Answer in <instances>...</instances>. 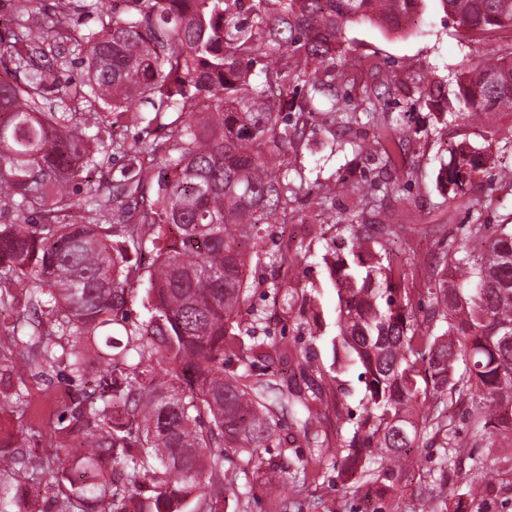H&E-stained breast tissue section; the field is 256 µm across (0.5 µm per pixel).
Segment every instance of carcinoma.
Here are the masks:
<instances>
[{
	"mask_svg": "<svg viewBox=\"0 0 512 512\" xmlns=\"http://www.w3.org/2000/svg\"><path fill=\"white\" fill-rule=\"evenodd\" d=\"M425 0H88L102 15L98 27L75 40L68 22H53V37L86 50V81L72 99L91 95L112 121L87 131L73 112H43L37 99L47 76L33 61L43 42L29 27L0 31V303L41 311L33 323L17 312L0 333L27 336L32 365L45 374L62 366L74 379L97 364L54 428V454H0V512H43L30 485L48 478L55 512H223L224 464L244 457L240 473L274 505L292 473L307 474L331 451L312 438L294 452L290 471L263 465L261 450L287 452L274 402L260 373L289 360L288 346L260 334L261 316L239 319L247 290V260L263 252V226L288 223L302 188L296 162L309 124L324 115L329 144L351 151L378 173L366 186L314 184L322 211L339 196L353 198L339 214L348 246L323 255L336 288V335L362 372L367 404L349 436L337 434L346 479L370 474L377 492L399 491L419 442L448 453L458 448L448 409L467 404L472 435L512 429V224L498 225L488 248L475 254L465 239H441L430 270L429 311L418 320L407 270L387 260L386 244L406 233L387 218L384 201L398 187L393 148L405 124L382 119L372 137L360 133V113L377 112L380 96L398 95L385 79L362 89L353 106H337L336 85L357 83L383 64L360 60L336 72L345 32L356 25L398 33ZM468 40L512 33V0H440ZM480 68L456 76L457 114L472 121L512 112V41L492 47ZM141 98L147 111L131 108ZM194 115L182 127L172 113ZM132 122L169 129L172 144L147 146L161 172L140 166L128 183L86 189L84 205L102 224L68 221L66 186L97 156L120 151L111 127ZM486 149L512 148V128L486 131ZM491 154L467 142L440 166L439 187L464 197L470 176L487 170ZM156 181V187L148 186ZM39 208L41 222L27 213ZM126 217L115 239V213ZM153 255L145 267L143 251ZM471 270L458 283L455 271ZM146 283L150 318L127 323V299ZM124 328L118 339L112 326ZM231 352L242 369L224 365ZM13 367L0 363V410L28 406L12 390ZM324 393L315 383L290 384L280 399L307 413ZM404 428L408 435H398ZM493 492L471 481L457 494L455 512H468Z\"/></svg>",
	"mask_w": 512,
	"mask_h": 512,
	"instance_id": "carcinoma-1",
	"label": "carcinoma"
}]
</instances>
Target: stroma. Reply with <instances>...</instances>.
Wrapping results in <instances>:
<instances>
[{
	"label": "stroma",
	"mask_w": 512,
	"mask_h": 512,
	"mask_svg": "<svg viewBox=\"0 0 512 512\" xmlns=\"http://www.w3.org/2000/svg\"><path fill=\"white\" fill-rule=\"evenodd\" d=\"M85 2L33 0L28 10L20 14L19 21L25 26L46 30L57 13L63 12L73 29L83 33L98 25L95 15L85 12ZM346 45L347 62L361 57L381 60L388 76L400 86L398 97L379 102L378 109L388 119L403 118L411 128L408 141L400 150L408 159L406 169L399 172L405 188L391 196L387 205L391 221L411 228L412 233L390 245L388 257L394 264L406 266L414 278L415 288L422 289L427 283L428 269L439 252L438 236L431 231L433 225H442L449 236L460 238L468 224L477 219L490 225L512 221V185L493 180L488 174L477 175L465 197L453 199L442 193L436 175L441 163L447 161L450 149L464 140L474 147L484 148L483 130L461 117L452 122L439 119V112L450 111V101H443L438 107L426 104L424 87L418 81L419 76L425 74L441 82L447 81L449 73L482 62L485 46L459 35L439 0H426L417 24L396 34L365 25L353 27L346 32ZM40 61L52 71L48 90L41 100L43 108L58 112L72 108L81 125L107 120L108 110L97 102L73 103L67 96L69 86L80 82L86 74V53L81 47L71 42L60 45L45 40ZM117 137L125 143V152L111 155L92 173V180L112 185L133 176L140 165L149 161L144 146L167 140L168 132L133 125L119 129ZM306 139L308 148L297 165L307 181L339 176L353 181L370 173V166L352 152H330L326 146L330 135L322 121L310 126ZM292 208L295 220L268 225L266 249L269 254L280 243L287 242L306 251V261L296 270L293 283L296 290L311 293L322 328L315 334L298 330L295 315L284 309L280 296L271 289L272 283L282 279L283 271L268 254L261 261L248 264V289L242 309L257 311L271 338L287 343L294 361L322 380L326 400L316 405L319 419L310 427H303L304 415L299 409L285 404H278L276 408L282 434L294 437L301 446L308 432L336 439L335 422L328 417L329 406L339 401L354 415H361L364 386L358 380L357 367L336 371L330 368L333 361L330 339L334 334L337 297L321 256L338 241L340 233L332 217L321 213L314 190L307 188L300 192ZM26 385L32 408L24 417L8 409L0 411V437L13 436L23 452L46 454L50 451L52 427L68 410L71 396L82 390L83 383L69 381L64 372L58 370L46 380L27 379ZM452 415L458 437L465 444L463 455L446 456L436 448L411 449L415 465L402 477V491L396 497L381 498L371 493L368 485L358 486L344 480L338 475V466L328 460L316 481L288 484L282 512H326L332 502L337 504L338 512H418L420 494L428 486L421 477L422 472L436 473L443 468L448 471L447 483L436 482L429 486L438 501L454 503L459 487L479 476L494 479L496 490L484 502L476 504V512H512V476L507 473L512 467V439L498 433L483 443H474L464 405H455Z\"/></svg>",
	"instance_id": "35a3bbf8"
}]
</instances>
